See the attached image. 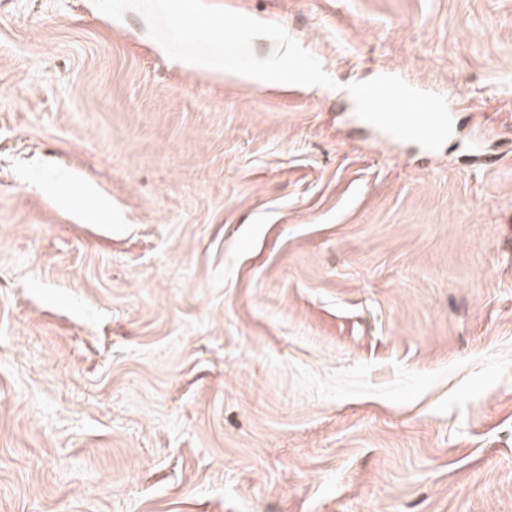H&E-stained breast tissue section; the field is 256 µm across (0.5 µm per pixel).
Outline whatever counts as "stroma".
<instances>
[{"mask_svg": "<svg viewBox=\"0 0 512 512\" xmlns=\"http://www.w3.org/2000/svg\"><path fill=\"white\" fill-rule=\"evenodd\" d=\"M207 2L335 88L0 0V512H512V0ZM393 70L466 100L432 159Z\"/></svg>", "mask_w": 512, "mask_h": 512, "instance_id": "obj_1", "label": "stroma"}]
</instances>
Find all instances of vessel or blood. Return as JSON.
<instances>
[{
	"mask_svg": "<svg viewBox=\"0 0 512 512\" xmlns=\"http://www.w3.org/2000/svg\"><path fill=\"white\" fill-rule=\"evenodd\" d=\"M366 89L382 96L379 110L370 115L376 126L427 144L447 138L450 114L456 111L457 102L416 86L403 88L391 76L367 84Z\"/></svg>",
	"mask_w": 512,
	"mask_h": 512,
	"instance_id": "b4317fda",
	"label": "vessel or blood"
}]
</instances>
